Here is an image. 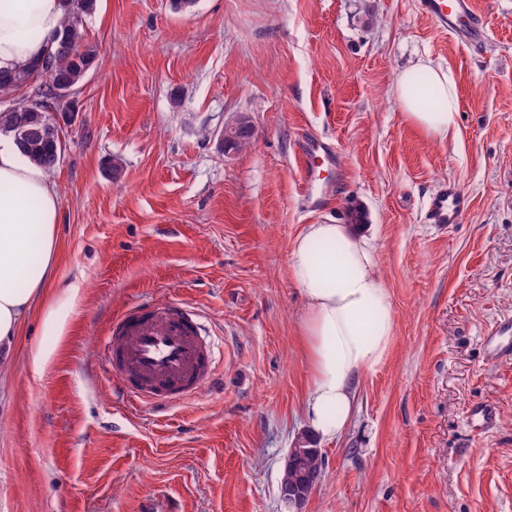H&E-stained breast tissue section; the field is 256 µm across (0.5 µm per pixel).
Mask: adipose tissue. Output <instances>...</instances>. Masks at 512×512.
<instances>
[{"mask_svg": "<svg viewBox=\"0 0 512 512\" xmlns=\"http://www.w3.org/2000/svg\"><path fill=\"white\" fill-rule=\"evenodd\" d=\"M63 20L61 0H0V71L45 55ZM393 93L420 132H456L459 92L449 70L432 72L438 107L427 106L405 74ZM59 222L60 200L47 171L0 137V371L55 276ZM289 274L306 304L299 329L309 370L304 420L314 437L333 441L350 424L362 376L390 352L393 313L377 247L348 225L310 224L292 243Z\"/></svg>", "mask_w": 512, "mask_h": 512, "instance_id": "obj_1", "label": "adipose tissue"}]
</instances>
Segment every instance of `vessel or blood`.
Segmentation results:
<instances>
[{
  "label": "vessel or blood",
  "mask_w": 512,
  "mask_h": 512,
  "mask_svg": "<svg viewBox=\"0 0 512 512\" xmlns=\"http://www.w3.org/2000/svg\"><path fill=\"white\" fill-rule=\"evenodd\" d=\"M419 9L465 45L479 46L487 38L474 0H419ZM471 208L470 194L451 181L429 198L424 220L452 226L461 223ZM485 343L490 359L512 356V317L496 323ZM102 355L135 406L161 400L175 405L190 399L212 381L216 358L214 345L203 340L183 305L171 301L141 303L120 315L102 345Z\"/></svg>",
  "instance_id": "obj_1"
}]
</instances>
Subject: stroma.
<instances>
[{"label":"stroma","instance_id":"35a3bbf8","mask_svg":"<svg viewBox=\"0 0 512 512\" xmlns=\"http://www.w3.org/2000/svg\"><path fill=\"white\" fill-rule=\"evenodd\" d=\"M486 42L467 47L416 0H98L84 22L99 65L76 90L51 173L59 268L0 385V512H290L284 458L306 434L304 314L288 261L308 224L364 212L394 314L386 363L366 373L348 429L321 443L302 512H512V358L486 330L512 316V0H475ZM449 69L454 136L408 124L391 89L420 61ZM250 116L253 143L225 152ZM336 149L308 203L299 144ZM118 162L111 177L108 161ZM460 224L426 223L448 180ZM81 287L60 339L43 318ZM199 312L215 381L175 406L131 407L98 349L132 304ZM55 347L41 378L27 359ZM490 408L481 430L472 411Z\"/></svg>","mask_w":512,"mask_h":512}]
</instances>
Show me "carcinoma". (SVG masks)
<instances>
[{"label":"carcinoma","instance_id":"carcinoma-1","mask_svg":"<svg viewBox=\"0 0 512 512\" xmlns=\"http://www.w3.org/2000/svg\"><path fill=\"white\" fill-rule=\"evenodd\" d=\"M96 8L97 0H81L80 10H65L52 51L10 74L0 73V97L12 95L30 81L38 84L40 102L30 105L24 112L10 107L0 110V134L15 139L23 159L49 172L55 169L63 151L60 126L50 114V107L59 91L75 90L96 67L97 48L86 41L84 32V19ZM236 123L238 132L234 148L242 150L252 144L253 127L245 115L239 116Z\"/></svg>","mask_w":512,"mask_h":512}]
</instances>
